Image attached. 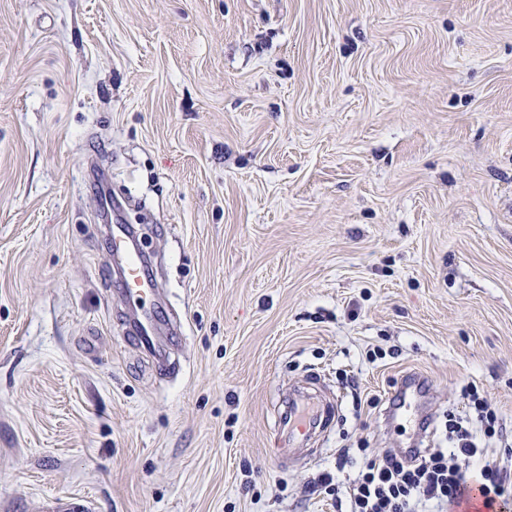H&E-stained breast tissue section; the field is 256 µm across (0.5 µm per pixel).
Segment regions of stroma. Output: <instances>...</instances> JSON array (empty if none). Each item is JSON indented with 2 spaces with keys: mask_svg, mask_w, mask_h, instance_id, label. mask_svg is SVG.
Segmentation results:
<instances>
[{
  "mask_svg": "<svg viewBox=\"0 0 512 512\" xmlns=\"http://www.w3.org/2000/svg\"><path fill=\"white\" fill-rule=\"evenodd\" d=\"M130 197L182 323L127 339ZM474 384L512 445V0H0V512H336ZM337 402L304 460L278 414ZM337 472V471H336ZM427 391L423 379L417 374H407L392 399L396 413L405 414L411 407V399L420 397Z\"/></svg>",
  "mask_w": 512,
  "mask_h": 512,
  "instance_id": "stroma-1",
  "label": "stroma"
}]
</instances>
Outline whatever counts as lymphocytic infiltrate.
Returning a JSON list of instances; mask_svg holds the SVG:
<instances>
[{"mask_svg": "<svg viewBox=\"0 0 512 512\" xmlns=\"http://www.w3.org/2000/svg\"><path fill=\"white\" fill-rule=\"evenodd\" d=\"M480 433L466 420L449 417L445 427L449 448H431L424 454L395 450L365 457L356 478L342 487L331 475L319 486L346 512H416L417 506L460 504L470 485H479L487 507L512 500V449L494 453L488 442L500 435L497 414L477 388L463 390Z\"/></svg>", "mask_w": 512, "mask_h": 512, "instance_id": "1", "label": "lymphocytic infiltrate"}]
</instances>
